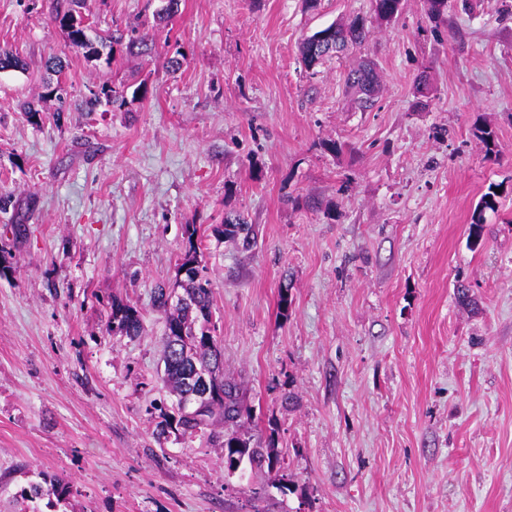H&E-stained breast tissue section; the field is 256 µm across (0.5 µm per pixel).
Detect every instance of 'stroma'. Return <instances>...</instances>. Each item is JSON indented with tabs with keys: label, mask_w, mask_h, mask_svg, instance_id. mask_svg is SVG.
Segmentation results:
<instances>
[{
	"label": "stroma",
	"mask_w": 512,
	"mask_h": 512,
	"mask_svg": "<svg viewBox=\"0 0 512 512\" xmlns=\"http://www.w3.org/2000/svg\"><path fill=\"white\" fill-rule=\"evenodd\" d=\"M51 2L0 0V45L27 65L0 73V512L57 479L67 498L30 512H512V0H448L437 22L401 0L387 23L371 0H183L163 24L159 0H84L94 29L154 36V57L108 68L69 48ZM356 16L360 53L306 70L302 40ZM52 55L75 100L59 120ZM360 55L381 77L364 110L344 85ZM102 77L148 97L85 111ZM236 214L250 243L212 233ZM186 224L242 432L275 440L281 467L231 473L221 441L157 435L152 292ZM114 298L142 310L141 336L108 331ZM496 197L497 193L493 187H489V191L482 196L477 208L473 212L468 235L469 244L472 248H477L480 245L484 227L483 214L486 210H495L497 205Z\"/></svg>",
	"instance_id": "1"
}]
</instances>
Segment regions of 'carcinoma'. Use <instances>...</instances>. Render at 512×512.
Returning <instances> with one entry per match:
<instances>
[{
	"instance_id": "1",
	"label": "carcinoma",
	"mask_w": 512,
	"mask_h": 512,
	"mask_svg": "<svg viewBox=\"0 0 512 512\" xmlns=\"http://www.w3.org/2000/svg\"><path fill=\"white\" fill-rule=\"evenodd\" d=\"M82 0H53L51 20L67 36L71 46L83 50L85 59L103 63L111 67L114 47L125 46L127 51L145 57L155 53V42L147 32H139L137 27L129 26L124 30L115 29L104 35L92 33L76 10ZM376 17L389 22L396 18L401 0H372ZM367 39L364 19L356 16L339 21L314 32L305 38L300 52L302 63L310 70L323 59L362 45ZM25 70L24 62L8 47L0 46V72ZM379 86L378 75L373 65L361 61L346 74L345 87L351 92L358 105L369 108L373 105ZM146 86L139 84L133 88L130 98H147ZM125 91H118L104 80L89 89L85 98L88 111L94 112L101 106L120 107L127 104ZM497 193L489 189L477 208L469 224V244L476 248L480 245L483 232V214L497 205ZM247 221L235 216L224 217V223L214 227V233L221 237L234 238L246 230ZM184 248L178 257L177 271L185 275L170 285H160L153 292V307L164 315L165 349L163 382L169 391L177 397L176 404L167 408L157 406L159 411L160 432L164 435L173 430L179 435L194 438L205 434L216 424L226 427L222 445L227 456L236 455L241 460L257 467L273 468L281 463L280 452L275 440L268 441L266 450L251 446L250 439L241 436L242 418L248 414L243 408L236 383L224 377V354L211 328L212 287L202 265L201 239L195 224L182 225ZM109 328L115 334L139 336L143 329V314L137 306L112 299L109 313ZM217 370V387L221 395L211 399L200 411H186L183 401L192 390V385L208 366Z\"/></svg>"
}]
</instances>
